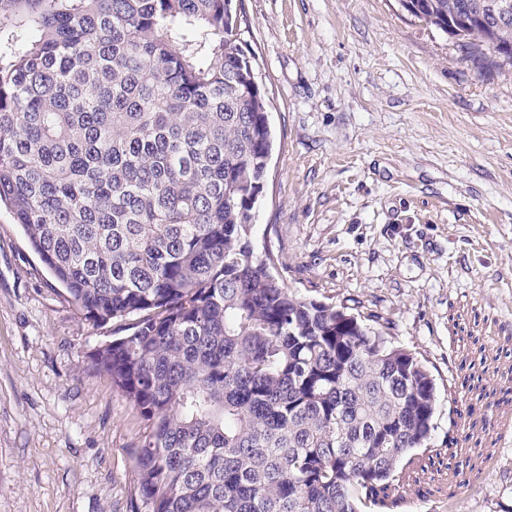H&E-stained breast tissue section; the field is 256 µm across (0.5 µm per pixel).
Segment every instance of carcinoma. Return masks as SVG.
Returning a JSON list of instances; mask_svg holds the SVG:
<instances>
[{"label": "carcinoma", "instance_id": "obj_1", "mask_svg": "<svg viewBox=\"0 0 512 512\" xmlns=\"http://www.w3.org/2000/svg\"><path fill=\"white\" fill-rule=\"evenodd\" d=\"M411 2L512 66V0ZM254 69L234 0H0V205L112 323L89 361L144 422L130 512H362L436 428L414 353L257 250Z\"/></svg>", "mask_w": 512, "mask_h": 512}]
</instances>
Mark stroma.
Wrapping results in <instances>:
<instances>
[{"instance_id": "1", "label": "stroma", "mask_w": 512, "mask_h": 512, "mask_svg": "<svg viewBox=\"0 0 512 512\" xmlns=\"http://www.w3.org/2000/svg\"><path fill=\"white\" fill-rule=\"evenodd\" d=\"M274 150L259 251L295 294L390 322L436 429L367 512H512V72L399 0H242ZM0 208V512H129L143 423Z\"/></svg>"}]
</instances>
